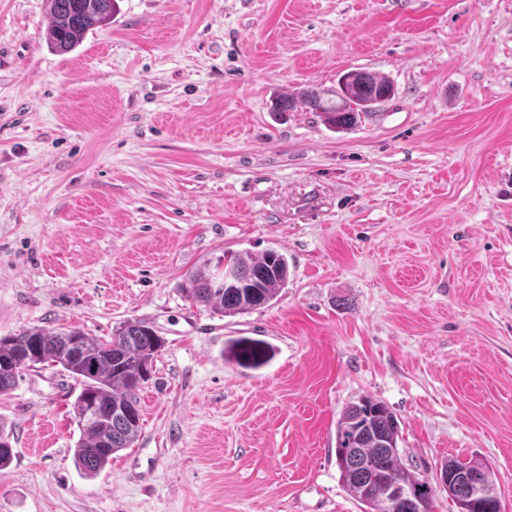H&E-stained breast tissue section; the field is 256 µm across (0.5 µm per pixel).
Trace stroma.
Listing matches in <instances>:
<instances>
[{
	"instance_id": "obj_1",
	"label": "stroma",
	"mask_w": 512,
	"mask_h": 512,
	"mask_svg": "<svg viewBox=\"0 0 512 512\" xmlns=\"http://www.w3.org/2000/svg\"><path fill=\"white\" fill-rule=\"evenodd\" d=\"M49 25L0 0V337L133 320L164 346L93 478L67 372L0 395V512H363L335 449L365 395L418 477L482 459L512 512V0H117L64 54ZM350 71L395 88L355 127L274 111ZM269 248L275 304L184 297ZM240 338L268 361L226 359Z\"/></svg>"
}]
</instances>
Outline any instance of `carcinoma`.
<instances>
[{"mask_svg": "<svg viewBox=\"0 0 512 512\" xmlns=\"http://www.w3.org/2000/svg\"><path fill=\"white\" fill-rule=\"evenodd\" d=\"M48 4L50 42L57 51L67 53L88 29L111 19L115 0H48ZM392 93L393 86L385 77L350 71L331 94L307 88L299 97L281 101L278 111L304 105L321 113L330 128L345 129ZM216 260L244 275L245 282L237 288L224 287L216 266L209 262L190 273L183 288L189 301L216 315L234 316L270 306L288 284V257L275 249L259 255L227 252ZM162 347L154 331L139 321L121 324L103 340L68 326L30 328L0 337V393L13 390L20 373L36 364L50 363L67 371L81 386L73 406L80 431L74 464L82 475L92 478L106 469L114 454L137 440L142 420L138 392ZM224 355L242 366L258 367L265 362L268 349L259 342L237 339L224 348ZM89 404L112 416L88 422L84 414ZM398 438L397 416L368 396L349 403L337 421L340 480L364 512H390L383 498V481L423 482L403 465ZM366 462L377 464L378 469H367Z\"/></svg>", "mask_w": 512, "mask_h": 512, "instance_id": "cac0c4a2", "label": "carcinoma"}]
</instances>
